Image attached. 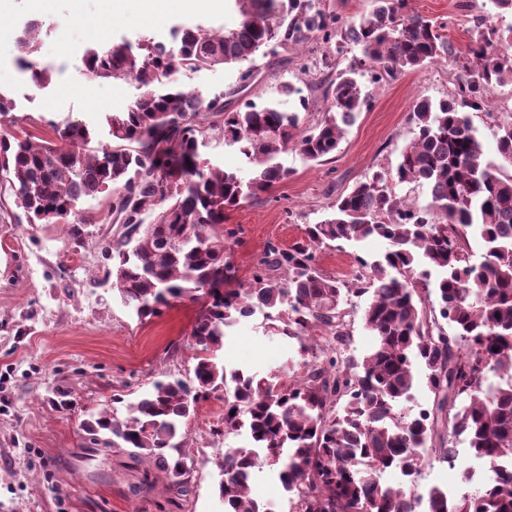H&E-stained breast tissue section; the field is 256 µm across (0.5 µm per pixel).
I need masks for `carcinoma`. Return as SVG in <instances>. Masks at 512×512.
<instances>
[{
	"label": "carcinoma",
	"instance_id": "cac0c4a2",
	"mask_svg": "<svg viewBox=\"0 0 512 512\" xmlns=\"http://www.w3.org/2000/svg\"><path fill=\"white\" fill-rule=\"evenodd\" d=\"M238 20L216 30L184 26L173 54L144 42L90 50L86 69L100 82L132 79L140 95L106 116L110 142L92 147L80 120L51 121L38 136L22 128L0 138L5 178L31 224L69 223L79 201L112 194L120 221L108 244L112 288L139 319L174 302L198 305L191 331L193 377L158 381L137 401L93 413L84 423L90 448H131L186 492L191 459L183 425L201 400L224 394V432L245 431L248 445L224 449L218 497L224 512H273L251 497L269 468L288 495L290 512H512V116L493 125L500 162L485 157L472 113L485 112L500 88L512 86V25L490 23L512 13V0H487L495 13L473 18L467 52L456 53L439 27L411 13L409 0H376L367 15L343 21L321 0H228ZM27 25L19 41L32 82L48 68L30 59ZM314 44L320 63L336 71L325 90L327 115L306 127L282 85L280 98L224 110V98L185 90L177 74L254 61L288 46ZM361 58L339 68L346 48ZM452 59L461 80L449 98L413 107L414 136L396 167L376 172L336 199L332 213L305 228L287 248L273 244L247 282L228 256L226 211L288 177L278 162L292 149L303 159L332 158L369 106L357 75L367 68L396 75ZM218 132L245 157L248 175L200 159L199 138ZM425 193L419 200L415 190ZM161 207L144 229L145 211ZM387 241L382 258L356 257L346 282L326 274L317 253L337 242ZM481 249L473 260L472 243ZM436 277V289L429 288ZM365 298L364 327L373 346L348 353L346 317ZM263 312L265 333L298 343L296 371L261 373L230 367L224 339L244 318ZM423 381L432 404H414ZM463 438L491 476L458 497L433 487L411 498L425 459L452 463L449 438ZM392 469L405 478L382 481Z\"/></svg>",
	"mask_w": 512,
	"mask_h": 512
}]
</instances>
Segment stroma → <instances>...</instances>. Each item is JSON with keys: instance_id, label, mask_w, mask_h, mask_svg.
<instances>
[{"instance_id": "stroma-1", "label": "stroma", "mask_w": 512, "mask_h": 512, "mask_svg": "<svg viewBox=\"0 0 512 512\" xmlns=\"http://www.w3.org/2000/svg\"><path fill=\"white\" fill-rule=\"evenodd\" d=\"M185 8L157 20L129 5L121 16L107 0H51L36 12L30 0H10L0 16V92L13 110L0 118V134L18 128L44 129L51 120H81L107 141L106 113L119 110L140 93L131 80L98 82L84 64L88 48H108L148 36L172 43V29L199 22L217 28L235 22L226 0L207 8L186 0ZM482 0H411L412 13L445 23V37L457 51L469 43L468 27ZM42 22L34 57L49 68L51 81L33 86L21 69L18 39L30 21ZM304 51L289 48L278 57H257L249 86L235 66L180 74L181 85L207 97H223L227 110L244 100L277 98L283 83L308 98L302 118L315 125L326 103L313 87L317 77L301 70ZM457 69L440 61L420 71L361 82L371 97L346 133L333 158L315 164L298 153L279 156L288 179L226 214L227 251L240 278H248L268 244L288 247L304 236L306 225L323 219L336 199L373 172L395 167L412 137L410 115L423 97L450 94ZM109 194L78 205L81 238L58 224L28 223L9 187L0 188V512H222L216 493L224 451L242 446L243 436L223 435L224 399L200 402L184 430L193 460L190 492L176 497L166 481L145 478V464L128 449L111 448L90 456L82 424L90 413L111 408L113 398L136 401L158 380L192 374L190 332L197 307L175 302L146 321L125 307L106 272L112 266L102 244L120 224L109 210ZM387 243L372 238L340 242L322 250L321 268L340 280L356 270V257L374 261ZM262 314L243 319L226 337V362L258 371L282 368L297 357L296 343L263 334ZM458 467L428 461L412 485L414 494L440 486L462 488Z\"/></svg>"}]
</instances>
